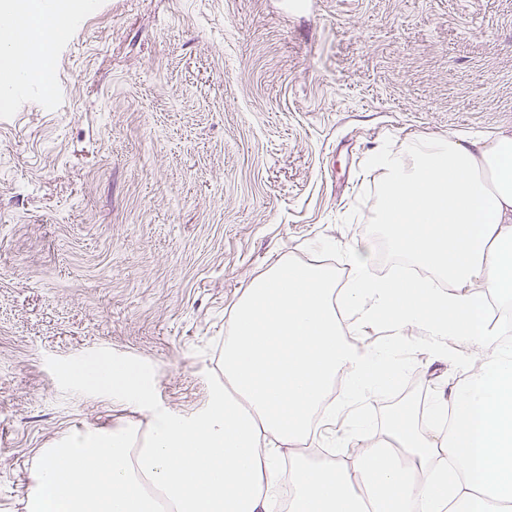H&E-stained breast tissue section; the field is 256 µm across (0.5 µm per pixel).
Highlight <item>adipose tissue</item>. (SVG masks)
Returning <instances> with one entry per match:
<instances>
[{"label":"adipose tissue","instance_id":"ef3b65f1","mask_svg":"<svg viewBox=\"0 0 512 512\" xmlns=\"http://www.w3.org/2000/svg\"><path fill=\"white\" fill-rule=\"evenodd\" d=\"M30 18L0 7V97L35 80ZM382 174L373 223L433 280L376 277L370 240L346 251L347 284L333 267L285 260L253 280L225 326L224 380L188 415L153 410L146 425L66 434L31 472L25 512H512V346L484 316L487 298L512 300V135L413 137L372 159ZM351 312L340 328L335 300ZM384 324L390 344H350ZM468 342L471 380L438 399L430 429L408 404L379 436L339 439L348 459L313 464L295 445L314 433L329 388L337 408L391 388L408 330ZM71 375L127 406L150 408V380L128 366H78ZM287 462L295 495L282 506L276 477Z\"/></svg>","mask_w":512,"mask_h":512}]
</instances>
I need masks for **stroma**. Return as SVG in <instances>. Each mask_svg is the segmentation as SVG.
Here are the masks:
<instances>
[{"label":"stroma","instance_id":"obj_1","mask_svg":"<svg viewBox=\"0 0 512 512\" xmlns=\"http://www.w3.org/2000/svg\"><path fill=\"white\" fill-rule=\"evenodd\" d=\"M51 80L0 105V512L44 449L143 423L78 365L135 367L155 406L204 408L224 328L280 258L364 238L411 136L512 134V0H79ZM330 242L315 251L312 241ZM427 396L468 379L418 346ZM349 415L307 458L339 457Z\"/></svg>","mask_w":512,"mask_h":512}]
</instances>
